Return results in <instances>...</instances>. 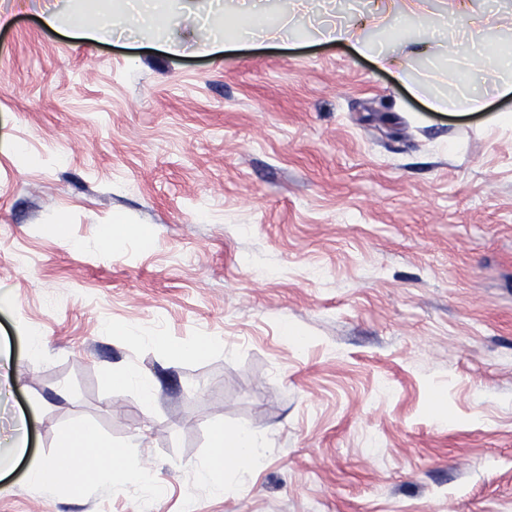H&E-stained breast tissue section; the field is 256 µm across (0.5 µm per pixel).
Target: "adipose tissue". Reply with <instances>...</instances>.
<instances>
[{"mask_svg": "<svg viewBox=\"0 0 512 512\" xmlns=\"http://www.w3.org/2000/svg\"><path fill=\"white\" fill-rule=\"evenodd\" d=\"M208 33L207 47L214 52L229 50L239 41L258 34L268 40L279 37L278 29L263 23L256 6L247 2L242 4L241 18L235 26L223 28L212 21L208 24ZM322 35L331 41L351 43L357 54L373 55L375 63L380 68L392 71L397 80L405 86L414 87L415 81L404 57L373 52L371 47L357 35L354 27L329 25L324 28ZM30 425L28 418H20L14 435L6 443L5 451L0 452V478L9 477L19 469L22 470L26 481L45 485H63L72 491H80L81 483L76 477L80 463L69 457L67 450L85 441L97 439L98 433L95 427L83 425L72 429L61 443V452L54 457L31 462L27 459ZM263 453L264 448L253 431L245 428L217 430L213 435L211 455L198 467L197 478L210 486L217 495H229L233 486L226 481L225 471L231 469L240 475L248 474ZM127 454V449L114 447L108 442L104 443L100 469L102 479L117 486L133 482L139 484L148 493H159L160 487L150 471L128 468Z\"/></svg>", "mask_w": 512, "mask_h": 512, "instance_id": "ef3b65f1", "label": "adipose tissue"}]
</instances>
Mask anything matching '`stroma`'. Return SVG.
Wrapping results in <instances>:
<instances>
[{"instance_id":"stroma-1","label":"stroma","mask_w":512,"mask_h":512,"mask_svg":"<svg viewBox=\"0 0 512 512\" xmlns=\"http://www.w3.org/2000/svg\"><path fill=\"white\" fill-rule=\"evenodd\" d=\"M44 2L0 0V427L35 416L50 457L91 424L163 491L96 481L88 443L83 492L16 473L0 512H512V94L467 108L471 49L486 88L512 77V0L362 30L415 92L320 41L334 0H302L287 46L219 53L195 21L212 0H186L169 52L68 30L124 0H58L53 29ZM445 92L455 110L429 109ZM115 224L137 234L111 248ZM128 367L151 405L106 385ZM236 427L265 454L221 497L196 468Z\"/></svg>"}]
</instances>
